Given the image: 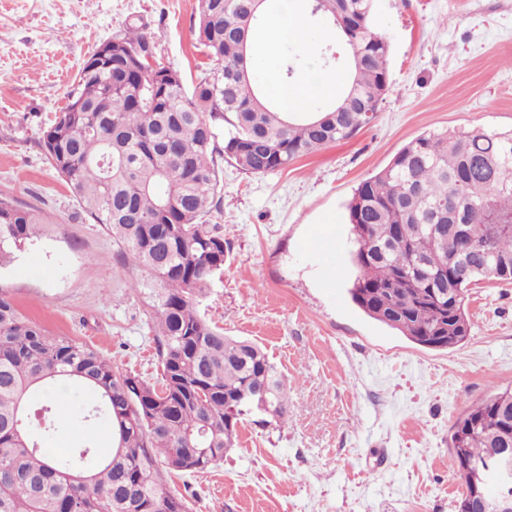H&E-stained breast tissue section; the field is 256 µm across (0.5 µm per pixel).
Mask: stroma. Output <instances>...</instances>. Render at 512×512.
Returning a JSON list of instances; mask_svg holds the SVG:
<instances>
[{"label": "stroma", "mask_w": 512, "mask_h": 512, "mask_svg": "<svg viewBox=\"0 0 512 512\" xmlns=\"http://www.w3.org/2000/svg\"><path fill=\"white\" fill-rule=\"evenodd\" d=\"M198 0H0V196L44 217L25 250L0 268V290L51 334L86 344L121 372L157 377L147 274L114 258L106 230L82 210L46 160L43 138L85 59L126 23L154 43V61L195 80L205 58ZM390 44L389 90L353 138L247 175L223 164L212 223L229 256L200 312L250 339L282 376L290 413L247 421L237 444L204 473L169 475L188 512H457L451 443L457 419L512 386V283L469 286L471 332L443 350L419 346L352 301L346 204L412 139L432 131L512 129V0H375ZM332 37L305 23V46L259 48L264 88L282 87L286 56L308 100L336 76L321 51ZM322 236L324 259L309 242ZM56 431L67 450L83 429L79 397L59 385Z\"/></svg>", "instance_id": "stroma-1"}]
</instances>
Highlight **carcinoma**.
Segmentation results:
<instances>
[{"label": "carcinoma", "mask_w": 512, "mask_h": 512, "mask_svg": "<svg viewBox=\"0 0 512 512\" xmlns=\"http://www.w3.org/2000/svg\"><path fill=\"white\" fill-rule=\"evenodd\" d=\"M266 0H199L194 34L211 69L193 89L178 71L150 68L151 37L127 24L112 55L83 62L66 107L47 130L50 166L117 244L157 285L152 292L161 379L116 371L90 346L48 334L0 292V512H187L161 472H204L235 446L259 411L288 418V396L264 350L224 335L196 308L229 248L207 216L227 162L250 175L354 137L380 111L390 46L372 22L373 0H305L348 56L334 97L284 113L264 94L249 59ZM358 270L350 294L371 319L414 343L448 349L470 334L465 292L481 279L512 281V130L453 129L405 144L347 203ZM42 219L0 196V265L25 249ZM447 230L438 234L436 227ZM470 231L478 247L459 239ZM91 401L75 417L84 433L63 455L29 433L38 395L44 432L56 429L54 386ZM512 387L470 407L452 434L456 465L512 448ZM112 425L110 452L96 456L94 428ZM458 512H482L463 482Z\"/></svg>", "instance_id": "cac0c4a2"}]
</instances>
